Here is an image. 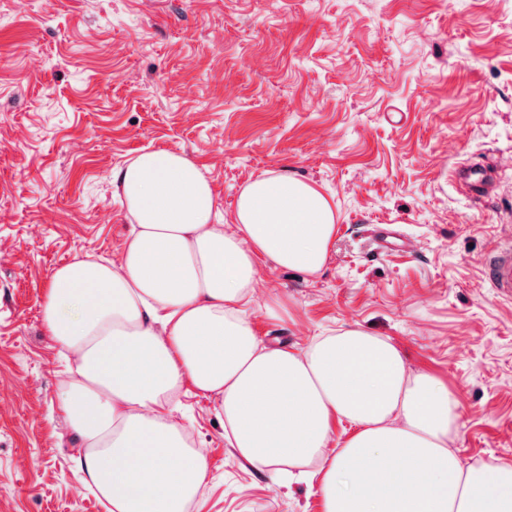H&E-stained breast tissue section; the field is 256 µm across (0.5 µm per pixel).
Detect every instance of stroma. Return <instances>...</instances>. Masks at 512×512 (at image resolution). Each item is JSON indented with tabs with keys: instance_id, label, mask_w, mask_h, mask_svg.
I'll return each mask as SVG.
<instances>
[{
	"instance_id": "35a3bbf8",
	"label": "stroma",
	"mask_w": 512,
	"mask_h": 512,
	"mask_svg": "<svg viewBox=\"0 0 512 512\" xmlns=\"http://www.w3.org/2000/svg\"><path fill=\"white\" fill-rule=\"evenodd\" d=\"M158 149L202 168L228 232L271 171L333 204L319 273L259 262L260 345L387 337L458 398L463 462L512 464V301L482 276L512 228V0H0V512H100L43 304L60 266L120 262L113 176ZM473 157L490 196L450 179ZM381 227L399 249L375 250ZM179 400L208 461L190 512H322L231 447L215 400Z\"/></svg>"
}]
</instances>
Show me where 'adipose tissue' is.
I'll return each instance as SVG.
<instances>
[{
    "mask_svg": "<svg viewBox=\"0 0 512 512\" xmlns=\"http://www.w3.org/2000/svg\"><path fill=\"white\" fill-rule=\"evenodd\" d=\"M114 180L132 219L121 262L61 266L44 304L73 361L61 408L76 464L112 512H186L203 486L205 456L171 408L187 385L217 402L243 458L285 485L317 481L322 512H512V465L462 462L456 396L389 339L345 328L301 349L259 346L242 311L258 259L310 274L326 264L336 214L315 185L251 181L228 234L182 154L142 153ZM336 422L353 429L338 447Z\"/></svg>",
    "mask_w": 512,
    "mask_h": 512,
    "instance_id": "adipose-tissue-1",
    "label": "adipose tissue"
}]
</instances>
